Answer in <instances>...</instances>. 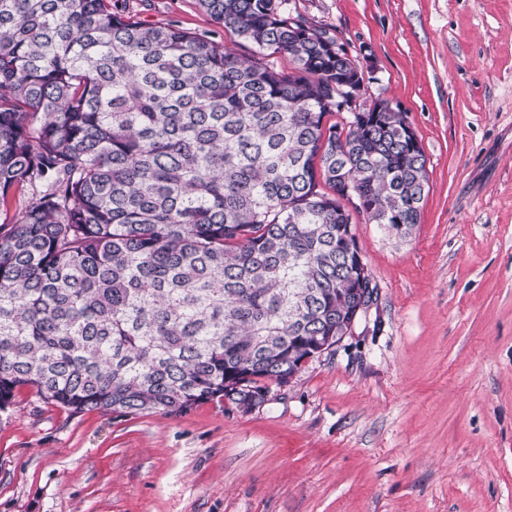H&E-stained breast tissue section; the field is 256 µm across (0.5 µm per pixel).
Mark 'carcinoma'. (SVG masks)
Segmentation results:
<instances>
[{
	"instance_id": "1",
	"label": "carcinoma",
	"mask_w": 512,
	"mask_h": 512,
	"mask_svg": "<svg viewBox=\"0 0 512 512\" xmlns=\"http://www.w3.org/2000/svg\"><path fill=\"white\" fill-rule=\"evenodd\" d=\"M197 2L252 55L112 0H0V206L25 195L0 224V411L27 386L71 414L238 407L350 316L352 211L419 222L406 113L325 121L356 71L336 37L277 0Z\"/></svg>"
}]
</instances>
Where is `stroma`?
<instances>
[{
    "instance_id": "35a3bbf8",
    "label": "stroma",
    "mask_w": 512,
    "mask_h": 512,
    "mask_svg": "<svg viewBox=\"0 0 512 512\" xmlns=\"http://www.w3.org/2000/svg\"><path fill=\"white\" fill-rule=\"evenodd\" d=\"M251 47L197 0H120ZM406 112L429 192L411 236L353 217L378 299L243 412H0V512H512V0H285Z\"/></svg>"
}]
</instances>
